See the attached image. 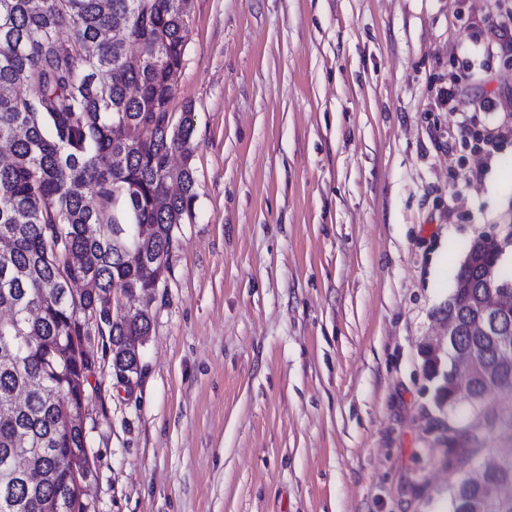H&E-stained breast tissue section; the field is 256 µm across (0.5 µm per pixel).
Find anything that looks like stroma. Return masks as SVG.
<instances>
[{
	"label": "stroma",
	"mask_w": 512,
	"mask_h": 512,
	"mask_svg": "<svg viewBox=\"0 0 512 512\" xmlns=\"http://www.w3.org/2000/svg\"><path fill=\"white\" fill-rule=\"evenodd\" d=\"M512 0H193L175 118L193 215L173 233L134 388L98 355L90 512H445L449 441L512 453V390L438 401L463 248L512 252ZM470 74L449 111L438 89ZM481 177H472V170Z\"/></svg>",
	"instance_id": "1"
}]
</instances>
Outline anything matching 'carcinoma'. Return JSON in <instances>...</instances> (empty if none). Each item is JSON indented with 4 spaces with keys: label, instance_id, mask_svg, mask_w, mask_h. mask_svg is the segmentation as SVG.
I'll list each match as a JSON object with an SVG mask.
<instances>
[{
    "label": "carcinoma",
    "instance_id": "1",
    "mask_svg": "<svg viewBox=\"0 0 512 512\" xmlns=\"http://www.w3.org/2000/svg\"><path fill=\"white\" fill-rule=\"evenodd\" d=\"M191 0H0V512H87L70 483L73 449L87 447L78 410L95 337H108L116 377L140 372L158 281L170 269L173 230L197 198L193 128L167 119L189 40ZM128 40L149 41L132 59ZM180 153V166L171 156ZM455 283L457 348L475 353L467 400L482 408L512 388V360L470 329L492 270L512 284L491 245L465 247ZM139 295L142 305L121 299ZM95 311L94 329L84 322ZM86 336L89 352L55 369L45 353ZM482 477L448 485V512H512V457L489 453Z\"/></svg>",
    "mask_w": 512,
    "mask_h": 512
}]
</instances>
